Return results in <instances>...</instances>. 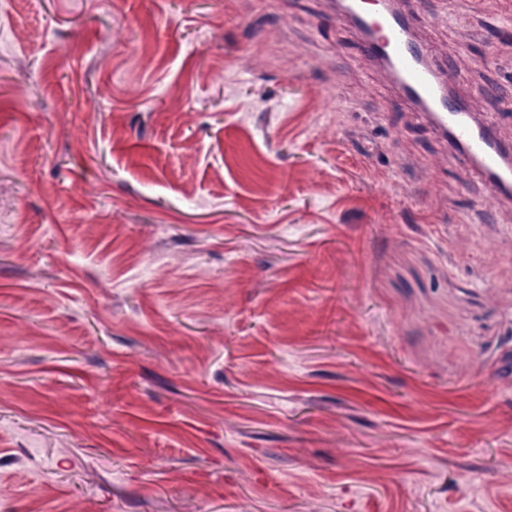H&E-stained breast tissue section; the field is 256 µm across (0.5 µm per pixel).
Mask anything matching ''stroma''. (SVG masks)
I'll return each instance as SVG.
<instances>
[{"mask_svg": "<svg viewBox=\"0 0 512 512\" xmlns=\"http://www.w3.org/2000/svg\"><path fill=\"white\" fill-rule=\"evenodd\" d=\"M512 142V0H401ZM332 0H0V512H512V198Z\"/></svg>", "mask_w": 512, "mask_h": 512, "instance_id": "35a3bbf8", "label": "stroma"}]
</instances>
